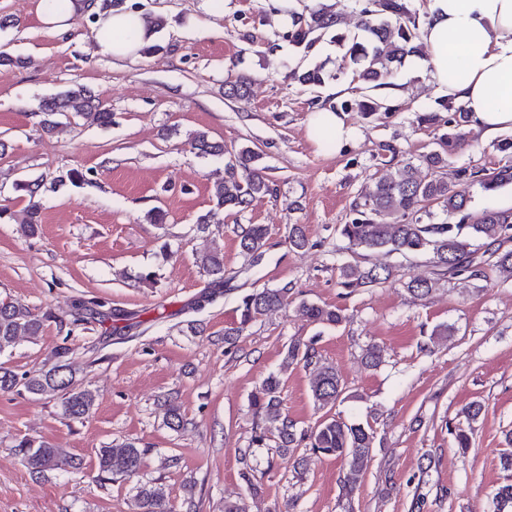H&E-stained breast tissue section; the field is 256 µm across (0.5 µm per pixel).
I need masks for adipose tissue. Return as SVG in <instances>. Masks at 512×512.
Instances as JSON below:
<instances>
[{
	"label": "adipose tissue",
	"mask_w": 512,
	"mask_h": 512,
	"mask_svg": "<svg viewBox=\"0 0 512 512\" xmlns=\"http://www.w3.org/2000/svg\"><path fill=\"white\" fill-rule=\"evenodd\" d=\"M90 7L88 0H37L35 13L44 33L69 29ZM421 38L427 68L444 96L462 103L471 125L492 138L512 129V0H423ZM109 36L99 39L100 55L118 61L141 59L155 36L144 14L111 10L98 17ZM353 127L332 106L311 112L308 136L332 151L348 142Z\"/></svg>",
	"instance_id": "adipose-tissue-1"
}]
</instances>
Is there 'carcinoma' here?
<instances>
[{
	"mask_svg": "<svg viewBox=\"0 0 512 512\" xmlns=\"http://www.w3.org/2000/svg\"><path fill=\"white\" fill-rule=\"evenodd\" d=\"M288 40L302 54H309L323 36L337 25L336 14L319 6L308 17L288 11ZM358 26L365 33L359 40L345 34H336V41L346 46L344 58L354 65L353 75L365 88L392 85L396 68L409 56L418 53L414 43L416 13L408 0H366L359 9ZM329 75L320 65L309 67L298 74L301 84L310 89L322 87ZM438 111L423 117V122L448 125V132L437 138L438 149L423 158L427 169L448 166V156L461 136L460 128L467 122L468 113L446 98L438 100ZM342 107L357 112L372 113L383 109L378 100L364 96ZM447 112V119L440 113ZM41 131L55 136L65 131L71 117H82L100 127L112 125V113L102 110L94 95L86 87L74 85L54 94L41 104L38 113ZM189 145L199 156L222 155L224 144L209 139L204 132L192 135ZM478 185L486 191L512 186V157L492 170L470 166L455 167L446 178L422 174L420 167L407 162L393 171L375 177L352 206L350 223L339 227V234L350 249L368 252L386 251L402 255L425 253L432 255L433 263L442 274L466 279L486 277V270L496 273L499 281L512 283V214L495 209L474 215L470 212L469 188ZM43 183L36 179L17 184L20 191L32 198L20 223L25 237L37 234L40 224V204L33 200ZM271 191L266 168L259 165V155L244 148L224 166V181L215 189V207L197 217V228L206 229L220 223L218 215L226 210L244 213L252 203ZM439 206L449 217H459L456 224L442 222L427 224L423 217L431 216L430 208ZM267 227L263 224H239L236 229L240 253L247 260L262 256L267 242ZM481 242L483 252L469 249V240ZM288 243L295 250L309 245L305 229L291 224ZM202 269L210 276L207 290L197 301L201 308L224 293V254L218 250L203 253L199 258ZM342 287L354 292L372 288L387 281L375 266L343 265L340 267ZM436 281L428 277H411L406 290L417 297L426 298L435 290ZM292 287L264 288L241 297L238 305L239 320L224 326V344L232 346L251 322L265 313L288 306ZM297 312L307 321L327 326H338L346 321L339 309L302 301ZM54 319L50 312L42 314L13 302H0V353L14 346L20 339L38 338L47 322ZM71 348L56 346L54 364L37 374H19L0 364V393L26 391L35 396L55 397L60 402L63 417L80 421L93 409L95 396L74 385L76 369L70 361ZM303 364L313 369L310 390L318 408L333 407L344 393L342 379L335 367L324 362L316 348L315 339H294L288 344L283 367ZM280 373H272L255 388L250 403L261 416L263 427L253 442L265 447L275 444L277 453L286 455L304 447L315 453L333 456L344 462L352 476L365 470L370 459L373 432L363 424L347 422L336 416H327L310 429H298L294 420L282 411L280 399ZM165 425L178 432L185 426L180 406L171 401L165 412ZM15 454L28 471L38 477L62 466H79L76 458L47 440L24 437L14 446ZM145 451L137 442L126 440L98 449L96 467L103 479L126 478L139 473ZM495 512H512V482L500 485L494 493ZM133 512H172L165 488L158 482H146L136 487Z\"/></svg>",
	"mask_w": 512,
	"mask_h": 512,
	"instance_id": "cac0c4a2",
	"label": "carcinoma"
}]
</instances>
